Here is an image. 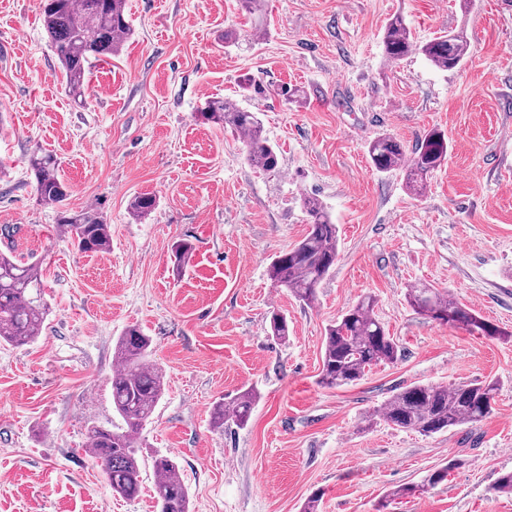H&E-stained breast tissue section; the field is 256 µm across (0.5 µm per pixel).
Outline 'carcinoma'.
<instances>
[{"label":"carcinoma","mask_w":512,"mask_h":512,"mask_svg":"<svg viewBox=\"0 0 512 512\" xmlns=\"http://www.w3.org/2000/svg\"><path fill=\"white\" fill-rule=\"evenodd\" d=\"M126 0H43V27L49 47L57 58L65 89L79 98L88 85L91 68L97 61L118 54L131 34L126 19ZM387 60L402 59L417 50L441 70L461 66L470 54V42L464 31L450 32L426 42L417 43L401 16L393 17L383 35ZM205 122L221 124L244 136L246 159L254 168L272 172L278 167V155L263 135L257 113L240 108L230 98L210 100L197 113ZM368 153L379 172L401 170L408 193L418 198L424 193L428 176L448 154V138L438 129L430 130L411 153L394 138L382 134L373 139ZM29 168L35 178L39 201L57 210V227L78 251L104 252L112 243L110 225L95 210L72 212L65 208L69 186L60 177V161L54 155L34 150ZM155 198L135 197L129 205L130 215L140 220L151 213ZM308 217L305 236L292 248L277 255L269 267L274 282L287 288L304 304L314 302L318 285L327 277L338 256L336 225L322 204L314 197L303 200ZM194 247L180 239L172 245L174 263L182 266L192 256ZM409 303L419 314L430 310V319L482 336L501 337L508 332L476 314L446 290L413 288ZM376 298L361 297L340 319L325 330L320 384L340 387L361 380L374 367L397 359L399 347L377 318ZM44 300L43 268L39 263L23 262L12 248L0 251V341L22 346L40 335L47 318ZM271 335L288 340V318L272 311L269 319ZM151 340L131 326L118 338L114 359L121 367L112 377V407L121 424L110 428L93 425L87 429L86 452L101 467L112 492L126 499L140 492L138 436L152 417L165 393L162 370L149 363ZM499 383H459L409 386L389 399L381 410L365 416L370 426L379 419L403 430L431 436L452 427L476 423L493 410ZM255 394L244 390L229 400L217 402L210 417L215 429L230 424H247ZM454 460L431 472L421 485L407 484L389 492L388 502L423 494L428 488L448 479ZM154 495L160 512H189L188 488L180 477L175 458L158 454L153 459Z\"/></svg>","instance_id":"carcinoma-1"}]
</instances>
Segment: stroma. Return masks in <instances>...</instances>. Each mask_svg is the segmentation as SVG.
Instances as JSON below:
<instances>
[{"mask_svg": "<svg viewBox=\"0 0 512 512\" xmlns=\"http://www.w3.org/2000/svg\"><path fill=\"white\" fill-rule=\"evenodd\" d=\"M132 35L66 92L41 0H0V249L46 268L50 314L33 342L0 343V512H159L152 460L173 455L191 512H375L398 486L451 458L447 481L388 512H512V0H127ZM403 15L416 40L464 30L471 53L442 71L422 55L386 61ZM237 33L224 41L225 30ZM258 113L279 169L246 160L243 136L198 119L207 100ZM437 128L448 158L424 196L373 169L381 134L413 146ZM61 162L69 209H96L112 247L78 252L34 190L28 157ZM155 197L135 220L129 204ZM327 207L339 255L313 304L268 275L302 239L306 196ZM189 240L183 268L171 246ZM447 290L507 331L489 338L418 315L409 289ZM399 345L356 384L321 386L325 329L364 295ZM290 324L269 332L271 310ZM142 327L166 390L142 430V491L113 494L85 450L110 425L112 352ZM497 380L492 413L430 437L363 418L412 384ZM257 394L246 427L210 410Z\"/></svg>", "mask_w": 512, "mask_h": 512, "instance_id": "stroma-1", "label": "stroma"}]
</instances>
